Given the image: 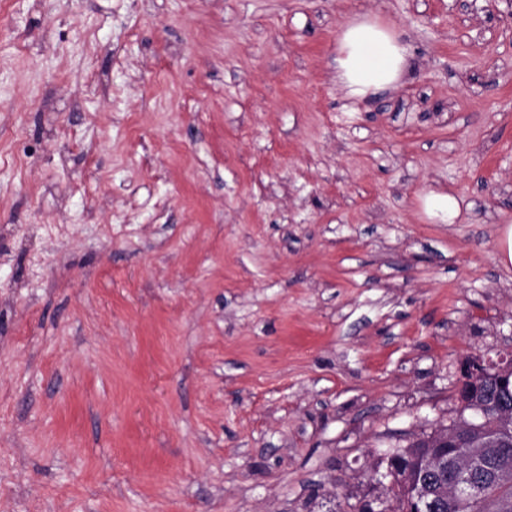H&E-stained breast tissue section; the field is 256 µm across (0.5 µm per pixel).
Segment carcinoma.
Segmentation results:
<instances>
[{
    "label": "carcinoma",
    "instance_id": "carcinoma-1",
    "mask_svg": "<svg viewBox=\"0 0 512 512\" xmlns=\"http://www.w3.org/2000/svg\"><path fill=\"white\" fill-rule=\"evenodd\" d=\"M479 401L483 405V416L469 436L484 433L501 442L479 463L466 467L458 454L450 450L448 463L424 473L414 461L424 443L422 438L405 447L400 456L392 460L396 484L400 487L419 479L432 487L444 482L474 483L471 492L457 498L429 496L430 512H512V426L505 427L499 420V411L512 407V386L506 389L487 381Z\"/></svg>",
    "mask_w": 512,
    "mask_h": 512
}]
</instances>
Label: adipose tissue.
Listing matches in <instances>:
<instances>
[{
    "label": "adipose tissue",
    "instance_id": "obj_1",
    "mask_svg": "<svg viewBox=\"0 0 512 512\" xmlns=\"http://www.w3.org/2000/svg\"><path fill=\"white\" fill-rule=\"evenodd\" d=\"M408 50L379 20L353 17L336 39V82L345 95L363 99L399 82Z\"/></svg>",
    "mask_w": 512,
    "mask_h": 512
}]
</instances>
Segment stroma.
Returning <instances> with one entry per match:
<instances>
[{"instance_id": "stroma-1", "label": "stroma", "mask_w": 512, "mask_h": 512, "mask_svg": "<svg viewBox=\"0 0 512 512\" xmlns=\"http://www.w3.org/2000/svg\"><path fill=\"white\" fill-rule=\"evenodd\" d=\"M510 225L512 0H0V512H358L512 352ZM336 83L348 98L364 99L399 82L408 50L378 19L353 17L336 39ZM425 213L432 219H437L442 224L453 223L458 215V202L448 194L430 192L423 197ZM489 376H495V381L505 383L512 380L511 358H501L496 364L484 362L473 356L463 358L458 363L455 393L457 400L469 405L473 397H477L483 381Z\"/></svg>"}]
</instances>
